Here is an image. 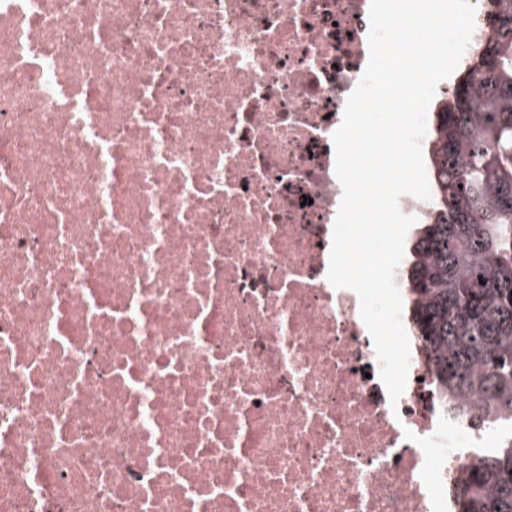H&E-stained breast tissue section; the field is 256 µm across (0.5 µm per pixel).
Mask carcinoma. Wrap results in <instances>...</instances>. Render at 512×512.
Masks as SVG:
<instances>
[{
  "mask_svg": "<svg viewBox=\"0 0 512 512\" xmlns=\"http://www.w3.org/2000/svg\"><path fill=\"white\" fill-rule=\"evenodd\" d=\"M428 140L430 210L409 247L413 335L435 352L447 411L512 428V0ZM457 512H512V431L456 484Z\"/></svg>",
  "mask_w": 512,
  "mask_h": 512,
  "instance_id": "obj_1",
  "label": "carcinoma"
}]
</instances>
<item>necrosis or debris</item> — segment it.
Listing matches in <instances>:
<instances>
[{
	"label": "necrosis or debris",
	"mask_w": 512,
	"mask_h": 512,
	"mask_svg": "<svg viewBox=\"0 0 512 512\" xmlns=\"http://www.w3.org/2000/svg\"><path fill=\"white\" fill-rule=\"evenodd\" d=\"M370 6L0 0V512H452L327 279Z\"/></svg>",
	"instance_id": "obj_1"
}]
</instances>
